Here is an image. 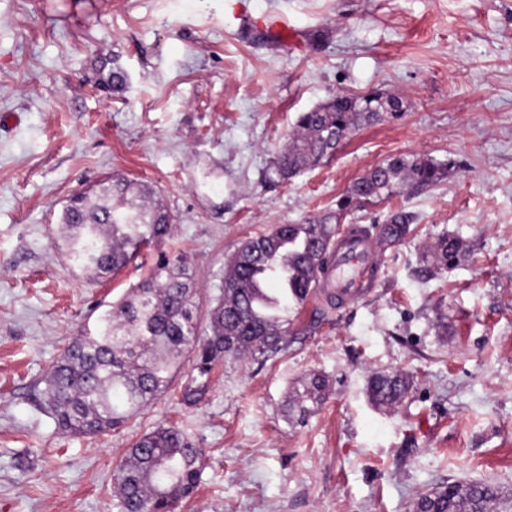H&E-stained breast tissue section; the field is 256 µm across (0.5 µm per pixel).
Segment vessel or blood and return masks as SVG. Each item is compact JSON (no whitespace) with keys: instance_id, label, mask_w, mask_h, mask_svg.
Instances as JSON below:
<instances>
[{"instance_id":"b4317fda","label":"vessel or blood","mask_w":512,"mask_h":512,"mask_svg":"<svg viewBox=\"0 0 512 512\" xmlns=\"http://www.w3.org/2000/svg\"><path fill=\"white\" fill-rule=\"evenodd\" d=\"M378 258L371 237L358 225L333 242L326 265L317 273V295L342 306L365 295L372 285L370 272Z\"/></svg>"}]
</instances>
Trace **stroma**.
<instances>
[{"label":"stroma","instance_id":"1","mask_svg":"<svg viewBox=\"0 0 512 512\" xmlns=\"http://www.w3.org/2000/svg\"><path fill=\"white\" fill-rule=\"evenodd\" d=\"M278 16L295 37L262 28ZM112 61L119 92L101 85ZM370 91L398 96L401 118L268 182L299 113ZM393 156L450 171L343 218L382 255L365 296L311 299L281 352L226 359L192 403L184 362L116 431L65 433L30 403L62 349L147 270L139 259L97 279L71 265L60 215L73 194L115 175L151 185L203 317L241 242L334 216ZM442 234L465 248L450 270L422 260ZM395 371L407 397L374 407L369 378ZM315 374L329 394L291 422ZM164 422L200 462L176 512H411L448 484L512 492V0H0V512H116V462Z\"/></svg>","mask_w":512,"mask_h":512}]
</instances>
